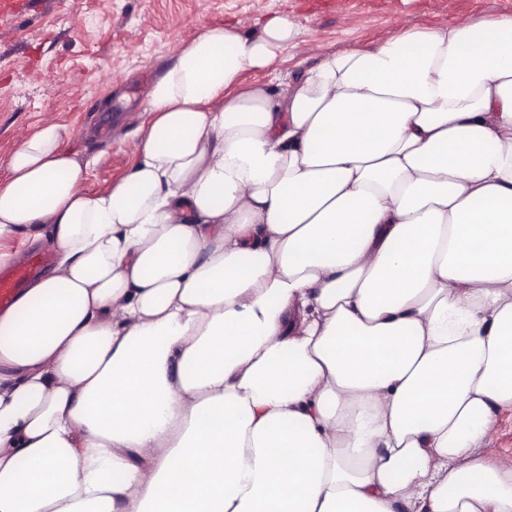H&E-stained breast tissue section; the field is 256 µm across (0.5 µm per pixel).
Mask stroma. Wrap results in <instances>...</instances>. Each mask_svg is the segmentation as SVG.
<instances>
[{
	"instance_id": "1",
	"label": "stroma",
	"mask_w": 512,
	"mask_h": 512,
	"mask_svg": "<svg viewBox=\"0 0 512 512\" xmlns=\"http://www.w3.org/2000/svg\"><path fill=\"white\" fill-rule=\"evenodd\" d=\"M478 16H512V0H59L0 15V174L18 137L52 118L74 131L66 150L91 163L87 191L123 177L134 162L130 111L144 107L175 47L211 25L243 20L256 37L280 17L335 52ZM300 69L286 48L243 71L240 85L274 88Z\"/></svg>"
}]
</instances>
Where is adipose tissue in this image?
Masks as SVG:
<instances>
[{
	"label": "adipose tissue",
	"mask_w": 512,
	"mask_h": 512,
	"mask_svg": "<svg viewBox=\"0 0 512 512\" xmlns=\"http://www.w3.org/2000/svg\"><path fill=\"white\" fill-rule=\"evenodd\" d=\"M145 110L97 193L52 120L0 177L56 254L0 312V512H512V16L209 26ZM293 53V50L286 47L267 66L243 71L239 89L262 84L276 88L279 84L288 83L299 71L316 64L315 59H309L300 65V59L294 57ZM488 451L497 458L512 457V413L505 412L496 426L495 437Z\"/></svg>",
	"instance_id": "1"
}]
</instances>
